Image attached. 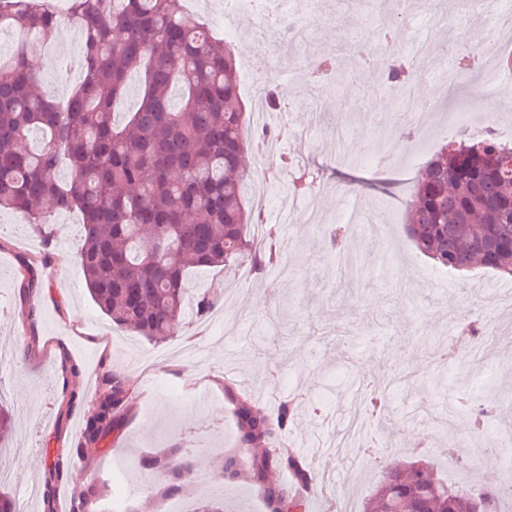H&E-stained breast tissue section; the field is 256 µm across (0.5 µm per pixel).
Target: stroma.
<instances>
[{
  "label": "stroma",
  "mask_w": 512,
  "mask_h": 512,
  "mask_svg": "<svg viewBox=\"0 0 512 512\" xmlns=\"http://www.w3.org/2000/svg\"><path fill=\"white\" fill-rule=\"evenodd\" d=\"M195 13L216 33L232 28L238 70L254 67L263 85L280 91L284 107L266 115L280 128L278 147L247 158L266 193L265 224L278 230V246L293 272L270 268L262 279L237 282L223 269H202L187 277L189 297L204 290L220 295L222 314L201 319L187 313L183 333L155 343L118 328L91 301L76 260L81 218L54 214L50 236L38 234L19 213L0 212V404L12 430L0 445V467L12 473L1 486L25 512H65L84 485L101 495L86 512H111L114 502L154 512L135 466L144 452L172 440H194L206 448L197 459L193 487L184 496L187 512L204 500L217 469L213 449L234 448L237 429L227 411L225 380L257 392L269 408L304 398L285 436L305 445V459L327 483L311 496V512L343 500L362 512L385 462L434 463L454 486L478 489L498 472L499 448L491 432L476 434L457 401L496 407L498 428L512 425V372L496 357L436 366L429 357L443 341L458 343L448 326L467 319L495 320L491 346L512 335V312L499 307L512 295L486 291L496 275L478 267L453 276L434 267L405 233V202L415 178L448 143L455 115L474 106L493 114L498 100L477 102L481 83L473 72L463 89L449 96L446 74L453 58L441 46L455 33L465 47L482 50L497 40L490 15L470 0H297L275 34L254 20L224 18V0H193ZM402 14L397 27L401 56L416 61L428 80L426 102L436 106L431 124L404 144L393 125L398 107L376 59L388 55L382 41L387 19ZM250 52H240L242 43ZM344 51L336 82L316 94L309 81L316 61ZM482 112V113H483ZM318 173L323 187L313 208H298L281 223L280 197L293 193L294 172L280 168L283 155ZM364 198L385 221L360 228L344 250L363 275L352 286L340 283L325 229L339 224L350 194ZM498 282V281H497ZM120 369L137 381L120 431L98 445L81 447L83 420L105 375ZM390 376V409L402 422L378 447L357 455L323 447L350 412H362V382ZM470 445L467 453L457 444ZM81 454H74V447ZM41 494H33V487Z\"/></svg>",
  "instance_id": "35a3bbf8"
}]
</instances>
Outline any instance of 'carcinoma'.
I'll return each instance as SVG.
<instances>
[{
  "mask_svg": "<svg viewBox=\"0 0 512 512\" xmlns=\"http://www.w3.org/2000/svg\"><path fill=\"white\" fill-rule=\"evenodd\" d=\"M84 35L79 65L85 77L61 99L42 88L29 59L63 22ZM18 35L13 54L0 58V209L25 215L45 231L54 212L80 213L78 252L89 296L113 324L148 340L180 333L187 272L242 262L260 279L280 261L276 247L251 233L259 213L248 204L253 173L247 152L278 136L265 126L255 141L243 135L231 43L188 12L183 0H69L65 19L47 0H0V32ZM387 79L406 84L402 59L386 63ZM141 77L135 108L122 111L131 75ZM41 145L30 146L33 133ZM512 145L468 138L442 148L417 179L407 206L406 234L436 266L450 273L475 267L512 278ZM133 381L121 370L88 414L80 446L96 445L124 419ZM233 407L238 448H261L224 461V480L259 490L266 512H301L296 493L268 482L286 470L311 490L320 483L282 440L296 414L293 401L276 409L224 382ZM382 382L366 384L373 425L396 424L384 412ZM195 456L179 447L144 456L139 466L158 477L164 496L185 495ZM398 509L471 512L469 491L432 473L414 482L385 466L363 512H387L384 486ZM497 475L484 487L481 512H501Z\"/></svg>",
  "mask_w": 512,
  "mask_h": 512,
  "instance_id": "carcinoma-1",
  "label": "carcinoma"
}]
</instances>
